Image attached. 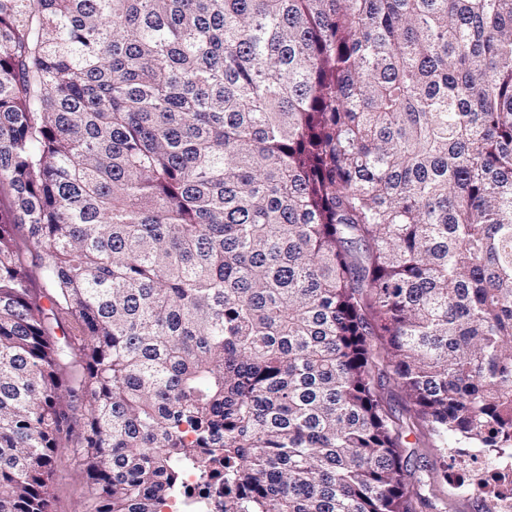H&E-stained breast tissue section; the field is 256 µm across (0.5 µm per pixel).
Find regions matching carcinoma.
<instances>
[{"mask_svg": "<svg viewBox=\"0 0 512 512\" xmlns=\"http://www.w3.org/2000/svg\"><path fill=\"white\" fill-rule=\"evenodd\" d=\"M4 185L0 512L76 400L86 512H410L405 436L512 450V0H0ZM188 485V494L180 498V505L183 510L180 512H213L209 500L211 498V489L196 481L194 476L188 475L186 478Z\"/></svg>", "mask_w": 512, "mask_h": 512, "instance_id": "cac0c4a2", "label": "carcinoma"}]
</instances>
